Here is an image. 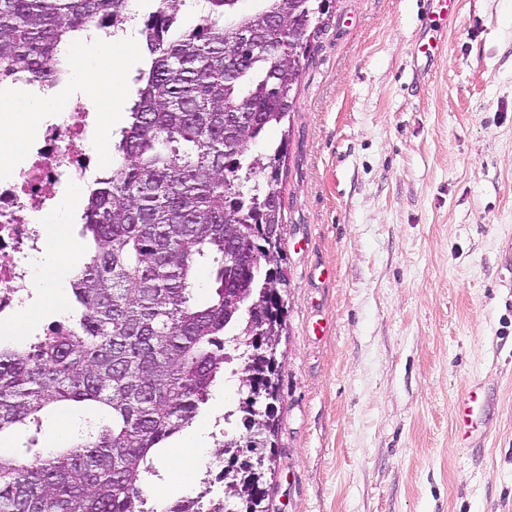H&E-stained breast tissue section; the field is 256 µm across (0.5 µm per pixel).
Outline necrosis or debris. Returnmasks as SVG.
<instances>
[{
  "instance_id": "4bbe7bcc",
  "label": "necrosis or debris",
  "mask_w": 512,
  "mask_h": 512,
  "mask_svg": "<svg viewBox=\"0 0 512 512\" xmlns=\"http://www.w3.org/2000/svg\"><path fill=\"white\" fill-rule=\"evenodd\" d=\"M66 109V121L46 125L30 145L25 164L0 181V315L24 304L16 284L28 273L27 258L43 249L44 227L33 221V214L49 209L68 187L96 170L87 138L95 111L79 97L69 100Z\"/></svg>"
}]
</instances>
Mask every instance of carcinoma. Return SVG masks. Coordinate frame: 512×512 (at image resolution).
Returning a JSON list of instances; mask_svg holds the SVG:
<instances>
[{
    "label": "carcinoma",
    "mask_w": 512,
    "mask_h": 512,
    "mask_svg": "<svg viewBox=\"0 0 512 512\" xmlns=\"http://www.w3.org/2000/svg\"><path fill=\"white\" fill-rule=\"evenodd\" d=\"M139 30L148 67L134 78L130 123L115 165L95 181L82 215L88 240L72 279L68 325L23 345L0 341V433L26 441L0 450V512H146L144 485L166 443L189 427L246 329L234 298L269 303L274 263L224 264L250 240L262 252L284 223L281 185L289 141L250 154L293 112L314 41L331 21L321 0H203L184 30L173 0H156ZM132 0H0V76L53 74L59 53L92 23L109 25ZM215 266L211 299H193V272ZM74 410L67 444L42 448L50 417ZM242 416L224 411V440Z\"/></svg>",
    "instance_id": "cac0c4a2"
}]
</instances>
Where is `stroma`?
<instances>
[{"mask_svg":"<svg viewBox=\"0 0 512 512\" xmlns=\"http://www.w3.org/2000/svg\"><path fill=\"white\" fill-rule=\"evenodd\" d=\"M423 15L336 0L298 81L268 512H512V0H458L417 77ZM489 407L487 396L479 384L472 385L467 397L459 406L458 424L461 439L471 445L481 433L484 425L483 414Z\"/></svg>","mask_w":512,"mask_h":512,"instance_id":"1","label":"stroma"}]
</instances>
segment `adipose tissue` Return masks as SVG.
I'll list each match as a JSON object with an SVG mask.
<instances>
[{
    "mask_svg": "<svg viewBox=\"0 0 512 512\" xmlns=\"http://www.w3.org/2000/svg\"><path fill=\"white\" fill-rule=\"evenodd\" d=\"M133 46L134 41L129 36L111 42L88 40L68 51L67 85L42 92L24 86L1 89L0 169H13L23 161L28 144L44 122L64 120V104L70 94L106 104L107 109L101 113L97 124V149L101 154H108L112 148L110 109L119 102V62ZM83 194V188H76L50 212L37 216V223L46 227V246L42 253L31 258L29 268L33 275L25 279L23 288L36 291L38 299L25 304L14 320L0 323V336L22 335L28 323L44 310L67 312L65 288L76 252L69 225L80 208Z\"/></svg>",
    "mask_w": 512,
    "mask_h": 512,
    "instance_id": "obj_1",
    "label": "adipose tissue"
}]
</instances>
